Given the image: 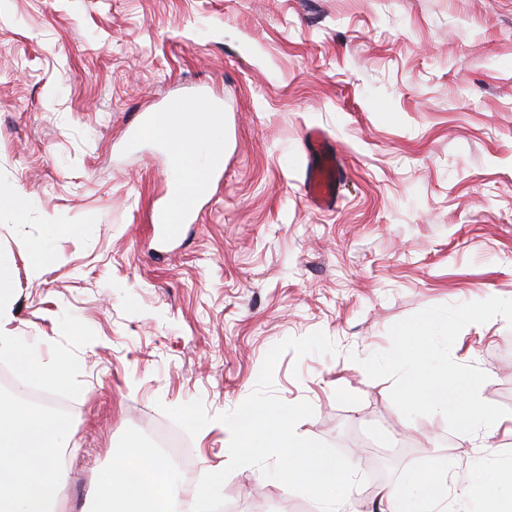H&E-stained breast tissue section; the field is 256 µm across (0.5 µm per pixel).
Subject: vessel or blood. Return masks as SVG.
<instances>
[{
	"mask_svg": "<svg viewBox=\"0 0 512 512\" xmlns=\"http://www.w3.org/2000/svg\"><path fill=\"white\" fill-rule=\"evenodd\" d=\"M162 119L174 122L186 130L198 127L195 113L186 109L185 98L173 96L166 100L161 111L146 113L133 132L137 135L144 134ZM309 140L316 149L317 158L306 167V198L320 208L334 207L346 175L345 168L336 148L321 131H310ZM220 165V160L214 158L202 162L194 169L188 182L173 184L168 189L163 202L155 208L151 216L152 223L161 233L177 234L182 225L193 221L195 202L210 192Z\"/></svg>",
	"mask_w": 512,
	"mask_h": 512,
	"instance_id": "b4317fda",
	"label": "vessel or blood"
}]
</instances>
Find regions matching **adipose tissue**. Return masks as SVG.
<instances>
[{
	"label": "adipose tissue",
	"instance_id": "ef3b65f1",
	"mask_svg": "<svg viewBox=\"0 0 512 512\" xmlns=\"http://www.w3.org/2000/svg\"><path fill=\"white\" fill-rule=\"evenodd\" d=\"M66 421L0 400V512H60L58 449L69 437ZM414 477L387 487L390 512H435L448 495V468L440 466L422 492ZM100 512H168L174 499L170 467L152 449L132 443L98 483Z\"/></svg>",
	"mask_w": 512,
	"mask_h": 512
}]
</instances>
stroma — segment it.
I'll return each mask as SVG.
<instances>
[{
  "mask_svg": "<svg viewBox=\"0 0 512 512\" xmlns=\"http://www.w3.org/2000/svg\"><path fill=\"white\" fill-rule=\"evenodd\" d=\"M177 93L223 113L224 167L162 242L148 210L173 169L127 131ZM313 127L347 167L326 210L303 193ZM1 278L29 384L73 407L62 512H94L97 477L173 428L163 406L230 411L273 345L318 330L335 354L286 352L271 392L310 402L298 434L358 465L348 512H388L386 486L443 458L494 500L512 430L405 419L359 361L424 308L512 298V0H0ZM452 357L512 409L504 318L466 326ZM229 441L216 420L187 439L186 505ZM222 492L223 512H320L253 466Z\"/></svg>",
  "mask_w": 512,
  "mask_h": 512,
  "instance_id": "obj_1",
  "label": "stroma"
}]
</instances>
